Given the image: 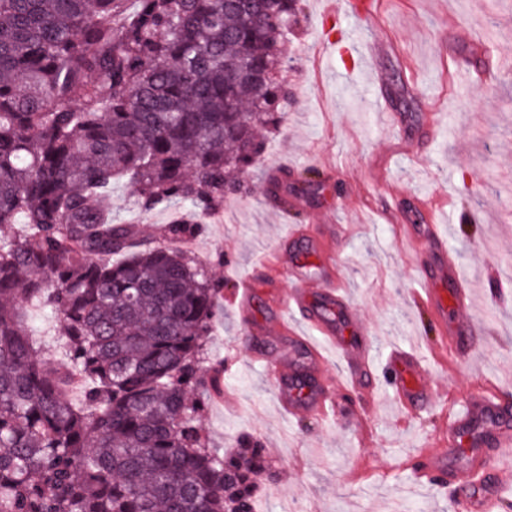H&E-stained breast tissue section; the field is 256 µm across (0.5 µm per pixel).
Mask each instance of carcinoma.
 <instances>
[{
    "label": "carcinoma",
    "mask_w": 512,
    "mask_h": 512,
    "mask_svg": "<svg viewBox=\"0 0 512 512\" xmlns=\"http://www.w3.org/2000/svg\"><path fill=\"white\" fill-rule=\"evenodd\" d=\"M298 0H0V512H255L267 450L200 423L221 286L183 243L247 187L288 104ZM189 207L131 243L108 190ZM43 299L71 373L21 302ZM83 402L67 399L70 374ZM40 306V305H39ZM28 332L39 350L51 363L62 365L65 355V337L61 336L58 319L40 306V312H32L26 307ZM46 322L50 327H46Z\"/></svg>",
    "instance_id": "1"
}]
</instances>
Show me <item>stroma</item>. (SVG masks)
Instances as JSON below:
<instances>
[{
    "mask_svg": "<svg viewBox=\"0 0 512 512\" xmlns=\"http://www.w3.org/2000/svg\"><path fill=\"white\" fill-rule=\"evenodd\" d=\"M299 0L288 28L290 97L280 127L246 193L224 199V212L190 244L196 260L224 284L208 351L224 364L223 385L237 397L225 408L211 398L203 423L211 442L236 447L245 436L268 449L273 477L258 512H448L451 489L417 488L410 469L420 452L443 438L440 406L401 411L382 381L388 350L416 349L429 382L455 401L474 387L512 405V71L482 72L512 58V0H374L371 16H351L344 0ZM361 40L388 41L390 52L361 63L346 50L347 29ZM403 120L411 156L388 125ZM288 173L295 205L281 212L270 198V170ZM318 171L308 186L303 169ZM447 213L448 246L456 254L472 302L469 317L486 330L470 366L458 369L439 341L427 310L414 303L413 260L399 246L408 205ZM115 220L159 237L169 210L140 213L127 188L112 195ZM354 232L339 244L338 262L358 319L370 331L375 395L370 402L337 388L335 421L292 418L270 378L253 364L233 295L242 282L265 280L271 246L300 229L302 257L326 224ZM41 353L61 364L65 338L47 311L26 314Z\"/></svg>",
    "mask_w": 512,
    "mask_h": 512,
    "instance_id": "1",
    "label": "stroma"
}]
</instances>
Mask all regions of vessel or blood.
I'll list each match as a JSON object with an SVG mask.
<instances>
[{"instance_id":"b4317fda","label":"vessel or blood","mask_w":512,"mask_h":512,"mask_svg":"<svg viewBox=\"0 0 512 512\" xmlns=\"http://www.w3.org/2000/svg\"><path fill=\"white\" fill-rule=\"evenodd\" d=\"M405 230L419 284L413 299L429 311L440 347L469 363L478 348L481 327L477 320L459 315L469 305L470 292L457 258L433 211H425L423 223L406 225ZM340 238L331 228L315 244L320 256V268L315 272L303 269L299 253L280 247L272 269L287 271L288 288L277 296L275 306L303 315L309 326L336 347L347 368V389L367 399L372 391L364 386L362 373L370 364L368 330L358 322L336 272ZM246 328L253 360L268 373L282 408L296 417H335V379L309 340L290 337L287 351L273 361L266 354L269 324L248 319ZM384 379L407 413L434 405L441 398L438 386L426 380L422 360L414 351L392 347ZM444 428L447 438L420 456L414 479L438 486L454 480L457 498L466 512H490L500 489L512 484V466L502 463L503 458L512 456V415L496 396L478 388L449 411Z\"/></svg>"}]
</instances>
